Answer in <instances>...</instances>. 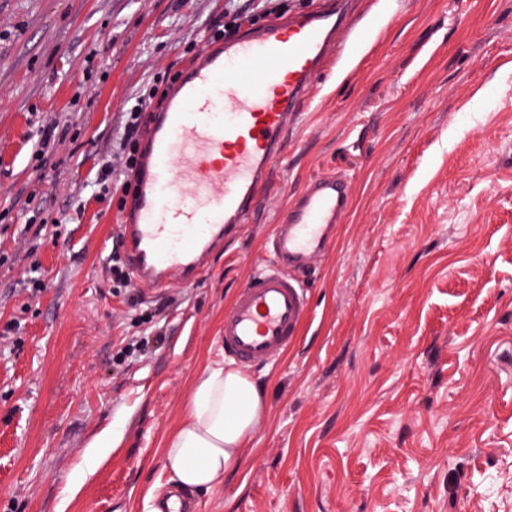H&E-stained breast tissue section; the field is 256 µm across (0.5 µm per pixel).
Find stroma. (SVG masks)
Instances as JSON below:
<instances>
[{
    "label": "stroma",
    "instance_id": "obj_1",
    "mask_svg": "<svg viewBox=\"0 0 512 512\" xmlns=\"http://www.w3.org/2000/svg\"><path fill=\"white\" fill-rule=\"evenodd\" d=\"M224 3L0 0V326L19 325L0 343V512H153L192 383L225 362V310L325 174L350 206L309 316L249 368L266 417L197 512H512V0H358L241 235L131 307L112 251L133 190L99 192V168L125 102L160 111ZM112 431L105 433L97 438L84 454V475L93 473L101 462L107 457L112 448Z\"/></svg>",
    "mask_w": 512,
    "mask_h": 512
}]
</instances>
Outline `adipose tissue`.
<instances>
[{"label": "adipose tissue", "instance_id": "1", "mask_svg": "<svg viewBox=\"0 0 512 512\" xmlns=\"http://www.w3.org/2000/svg\"><path fill=\"white\" fill-rule=\"evenodd\" d=\"M265 416L257 384L238 369L213 366L194 381L189 408L164 453L177 487L207 491L223 481Z\"/></svg>", "mask_w": 512, "mask_h": 512}]
</instances>
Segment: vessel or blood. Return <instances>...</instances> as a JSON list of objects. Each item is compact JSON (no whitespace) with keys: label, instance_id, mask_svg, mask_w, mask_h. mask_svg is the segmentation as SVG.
<instances>
[{"label":"vessel or blood","instance_id":"vessel-or-blood-1","mask_svg":"<svg viewBox=\"0 0 512 512\" xmlns=\"http://www.w3.org/2000/svg\"><path fill=\"white\" fill-rule=\"evenodd\" d=\"M348 33L345 0L247 32L200 56L154 113L123 226L124 259L147 288L192 283L232 238L272 180L289 126L337 44ZM339 175L310 180L277 225L271 259L224 313L227 357L277 361L309 314L300 272L324 253L349 207ZM157 512H195L172 490Z\"/></svg>","mask_w":512,"mask_h":512}]
</instances>
